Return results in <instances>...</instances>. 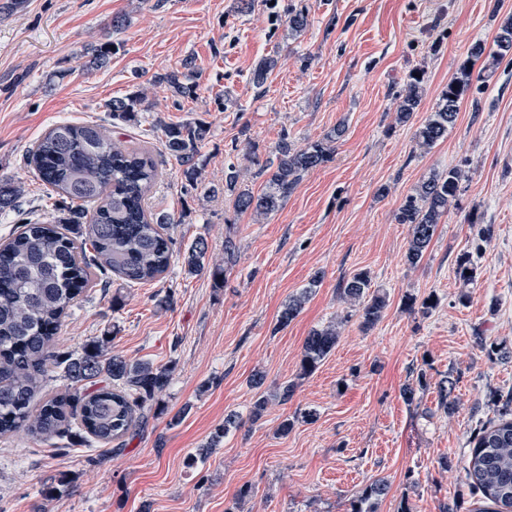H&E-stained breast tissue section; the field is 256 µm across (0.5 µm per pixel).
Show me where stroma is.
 <instances>
[{
    "mask_svg": "<svg viewBox=\"0 0 512 512\" xmlns=\"http://www.w3.org/2000/svg\"><path fill=\"white\" fill-rule=\"evenodd\" d=\"M0 0V178L21 183L14 211L0 213V243L24 219L66 217L69 203L27 166L29 147L61 122L94 123L146 148L159 168L147 208L174 214V253L160 278L126 285L99 276L60 334L69 349L111 334L110 349L172 370L169 387L121 449L67 435L0 437V512H350L351 501L383 479L377 512H458L480 504L464 471L443 459L469 454L480 424L512 398V66L493 63L495 39L512 0ZM307 16L288 34V10ZM126 20L112 26L115 17ZM113 49L105 67L87 50ZM472 86L447 138L428 150L417 128L471 46ZM265 57L278 64L264 87L250 75ZM191 98L176 100L160 77L182 68ZM183 69V68H182ZM424 73L421 102L408 123L396 110L408 75ZM140 91L148 109L136 120L112 116L109 103ZM200 121L206 185L187 191L164 147L165 126ZM330 161L308 172L277 212L237 213L223 193L229 165L266 163L280 136L296 147L333 135ZM462 166L460 193L417 266L405 255L409 227L397 223L405 197L433 173ZM491 225L490 237L480 230ZM205 238L224 281L187 274L183 252ZM232 244V261L224 246ZM470 257L473 281L457 273ZM367 272L387 297L374 327L341 285ZM317 287H310L314 275ZM306 294L287 327L277 319L289 297ZM433 298L429 313L407 297ZM340 323L333 352L300 373L312 329ZM425 372L413 402L402 396ZM261 386H252L254 374ZM457 380V410L439 404L437 385ZM293 385L292 397L275 399ZM269 403L260 419L251 410ZM314 412L307 420L305 412ZM230 429L206 459L201 448ZM294 423L288 435L277 429ZM69 484L45 496L55 478ZM250 487L238 500L241 487Z\"/></svg>",
    "mask_w": 512,
    "mask_h": 512,
    "instance_id": "35a3bbf8",
    "label": "stroma"
}]
</instances>
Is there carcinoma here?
Instances as JSON below:
<instances>
[{"label": "carcinoma", "mask_w": 512, "mask_h": 512, "mask_svg": "<svg viewBox=\"0 0 512 512\" xmlns=\"http://www.w3.org/2000/svg\"><path fill=\"white\" fill-rule=\"evenodd\" d=\"M307 25V16L288 9V30L294 36ZM500 61L512 53V17L496 37ZM485 47L476 44L460 69V77L448 83L435 112L415 134L416 145L427 150L448 136L460 106L470 89V64ZM277 66V59H261L251 81L263 86ZM177 96H188L193 87L173 71L161 77ZM424 74H409L396 120L407 123L420 103ZM112 115L126 121L148 110L145 96L134 92L110 105ZM209 128L202 122L164 127L168 155L180 167L185 185L194 190L202 184L199 150ZM342 129H336V136ZM334 136V137H336ZM329 136L297 148L283 134L275 146L274 159L257 171L264 178L259 193L238 187L240 173L231 166L225 187L234 195L235 209L267 216L278 211L288 193L306 173L328 162L334 153ZM38 178L53 191L75 204L93 203L92 215L81 210L71 219L51 222L25 221L21 230L0 244V435L24 430L36 438L60 436L75 429L98 443L108 445L129 434L147 401L164 391L171 369L148 361L130 362L109 352L110 337L92 340L75 352L57 350L58 333L78 297L95 284L96 272H111L126 283L153 281L166 273L173 256L166 233L174 219L147 213L144 201L158 178L152 156L139 148L112 140L97 124L62 123L50 129L27 156ZM465 172L459 167L423 179L408 195L396 216L409 226L406 260L417 265L428 249L442 217L456 199ZM23 193L12 179H0V211L11 210ZM208 243L200 237L183 254L187 273L205 268ZM370 278L358 272L342 285V297L362 303L360 318L366 327L376 324L386 306V297L369 294ZM306 294L288 302L278 319L286 327L297 317ZM339 331L328 325L309 332L303 345L300 374L313 373L334 350ZM69 381L71 390L41 397L51 374ZM104 384L81 393L83 383ZM457 380L440 382L441 405L448 413L456 408L451 394ZM473 448L464 470L482 495L476 512H512V399L499 409V418L476 429ZM389 485L378 479L351 502L350 512H376Z\"/></svg>", "instance_id": "1"}]
</instances>
